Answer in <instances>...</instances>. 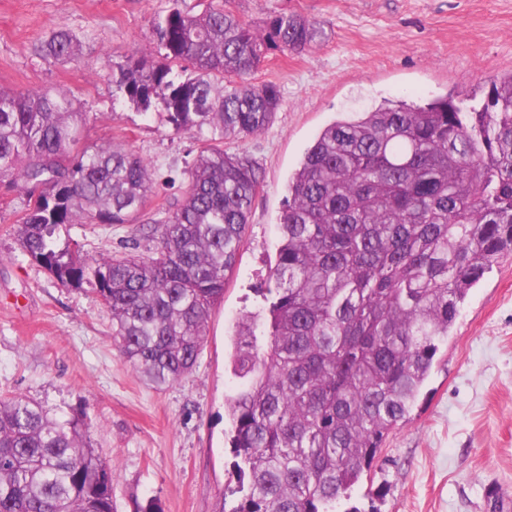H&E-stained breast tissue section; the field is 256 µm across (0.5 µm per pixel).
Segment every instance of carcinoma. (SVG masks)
Here are the masks:
<instances>
[{
  "label": "carcinoma",
  "mask_w": 512,
  "mask_h": 512,
  "mask_svg": "<svg viewBox=\"0 0 512 512\" xmlns=\"http://www.w3.org/2000/svg\"><path fill=\"white\" fill-rule=\"evenodd\" d=\"M157 49L112 72L137 111L198 136L188 181L159 223H139L151 162L88 145L64 89L0 90V184L24 192L20 253L59 284L84 286L112 315L123 359L157 386L196 367L233 271L262 169L224 150L281 106L248 84L269 50L302 51L316 22L270 14L256 27L224 5L178 4L151 23ZM63 26L38 47L75 57ZM136 225L154 255L89 257L59 231ZM512 256V78L480 108L396 101L324 127L288 180L274 285L233 334L228 442L247 492L233 512H336L410 414L470 290ZM0 512H114L112 464L86 415L53 416L0 396Z\"/></svg>",
  "instance_id": "obj_1"
}]
</instances>
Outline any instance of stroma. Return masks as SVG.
Segmentation results:
<instances>
[{
    "instance_id": "stroma-1",
    "label": "stroma",
    "mask_w": 512,
    "mask_h": 512,
    "mask_svg": "<svg viewBox=\"0 0 512 512\" xmlns=\"http://www.w3.org/2000/svg\"><path fill=\"white\" fill-rule=\"evenodd\" d=\"M209 0H0V88H63L87 114L86 142L126 144L151 161L154 217L172 202L197 149L156 114L134 109L112 67L152 42L151 21L171 5L198 13ZM257 24L300 14L322 33L303 51H268L252 83L279 86L282 104L263 133L224 147L252 158L264 182L224 298L207 324L196 368L156 389L121 357L112 316L91 290L61 286L21 255L14 229L25 197L0 187V393L59 415L85 413L96 453L112 463L115 512L157 502L163 512H230L235 458L225 404L238 382L229 353L236 322L258 311L276 256L288 177L317 134L346 113L404 100H483L512 75V0H224ZM77 58L37 46L57 26ZM90 255H151L131 226L100 237L69 229ZM512 496V258L466 299L407 422L385 438L369 479L351 493L358 512H505Z\"/></svg>"
}]
</instances>
